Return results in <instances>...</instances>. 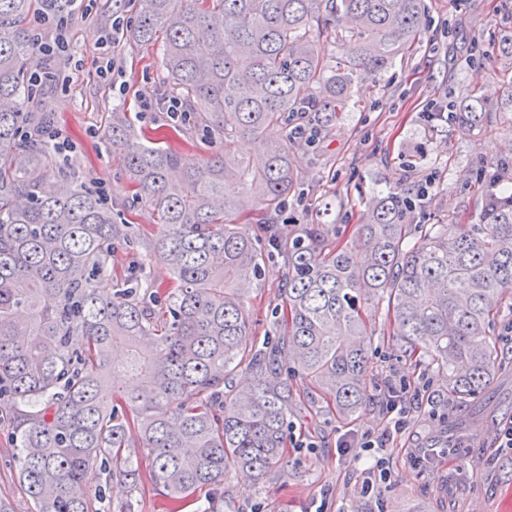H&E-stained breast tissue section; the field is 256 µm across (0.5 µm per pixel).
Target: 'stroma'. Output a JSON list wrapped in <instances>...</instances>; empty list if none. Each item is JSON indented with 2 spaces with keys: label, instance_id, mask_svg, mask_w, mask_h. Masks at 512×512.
<instances>
[{
  "label": "stroma",
  "instance_id": "35a3bbf8",
  "mask_svg": "<svg viewBox=\"0 0 512 512\" xmlns=\"http://www.w3.org/2000/svg\"><path fill=\"white\" fill-rule=\"evenodd\" d=\"M425 25L417 44L400 53L378 82L353 87L351 100L326 136L296 151L298 182L275 221L292 233L307 224L325 225L330 241L354 243L353 233L365 201L404 185L430 184V198L410 213L413 224L455 221L475 224L479 209L474 187L479 162L493 163L512 148V74L496 50V37L512 30V0H424ZM138 0H76L62 29L29 25L46 40L63 33L68 48L57 56L55 76L36 86L29 102L33 112L49 113L62 137L74 143L73 164L93 188H104L115 212L131 226L133 239L154 235L158 216L128 180L124 165L103 145L113 112L129 113L138 133L153 144L175 150L185 166L199 165L210 147L188 124L162 111L170 86L159 46L138 48L128 41L107 43L112 20L134 23ZM472 58H464L468 46ZM115 56L112 80H103L98 61ZM483 85L493 107L483 130L462 133L445 120H426L427 108H445L448 90ZM286 267L273 259L262 287L247 300L256 347L279 339L284 310L279 288ZM374 336L367 397L351 423L337 420L325 405L310 402L306 417L295 422L287 441L288 475L258 484L228 475L223 512H407L423 505L426 512H512V454L489 455L503 421L512 419V312L491 327L505 363L473 401L452 404L442 375L413 367L398 351L386 300L372 310ZM394 378L411 389L428 388L434 405L418 408L409 428L387 451L390 479L371 495L361 492L366 459L359 449L341 448L340 438L360 439L382 429L386 419L378 387ZM11 430L0 424V497L14 512L31 505L16 476ZM100 468L90 469V488L106 492V506L117 512L132 503L133 512H162L151 488L130 490L107 483Z\"/></svg>",
  "mask_w": 512,
  "mask_h": 512
}]
</instances>
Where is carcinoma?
Returning a JSON list of instances; mask_svg holds the SVG:
<instances>
[{"label":"carcinoma","instance_id":"cac0c4a2","mask_svg":"<svg viewBox=\"0 0 512 512\" xmlns=\"http://www.w3.org/2000/svg\"><path fill=\"white\" fill-rule=\"evenodd\" d=\"M130 39L161 43L189 119L221 150L186 168L146 145L124 112L106 147L159 217L150 255L169 280L149 284L134 260L108 289L116 243L130 226L76 167L37 139L47 114L27 110L38 39L27 18L62 19L73 0H0V414L11 417L18 478L31 512H102L84 483L99 464L131 490L151 483L166 512H183L229 473H287L286 437L303 400L275 354L253 349L250 291L285 252L280 347L312 398L341 420L363 406L373 330L365 307L386 295L409 358L446 374L448 400L476 398L504 360L491 320L512 309V195L494 164L478 224L407 223L402 191L375 198L356 231L362 259L311 226L283 239L273 214L295 188L297 116L327 129L353 84L374 80L424 25L423 0H139ZM355 46L338 67L321 34ZM460 128H482L491 106L474 88L448 91ZM262 148L237 155L238 138ZM257 211L267 243L236 219ZM245 374L231 393L227 380ZM151 460L142 475L132 457Z\"/></svg>","mask_w":512,"mask_h":512}]
</instances>
